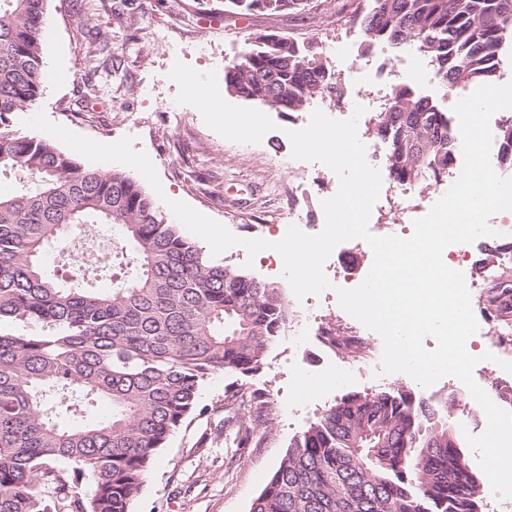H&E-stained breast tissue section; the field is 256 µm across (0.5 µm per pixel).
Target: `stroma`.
Instances as JSON below:
<instances>
[{
    "instance_id": "35a3bbf8",
    "label": "stroma",
    "mask_w": 512,
    "mask_h": 512,
    "mask_svg": "<svg viewBox=\"0 0 512 512\" xmlns=\"http://www.w3.org/2000/svg\"><path fill=\"white\" fill-rule=\"evenodd\" d=\"M116 3L102 0L89 21L80 10V0H52L45 59L56 79L45 86L35 112L100 143L133 137L135 149L147 153L154 163L167 198L189 204L237 237L269 241V249L255 258H248L240 246L227 249L221 257L226 266L281 288L292 317L303 303L284 278L280 255L271 245L288 230L289 208L300 210L305 226L324 223L322 202L337 193L338 177L323 164L293 159L287 133L300 129L302 113H272L276 128L257 144L220 136L195 107L176 103L178 87L168 77L174 62L220 76L245 39L277 31L321 41L327 66L353 92L375 85L389 91L405 84L432 97L448 112L466 95L465 90H446L429 80L431 67L417 54L388 65L385 52L379 51L369 72H362L361 31L341 29L319 0L302 15H235L225 12L224 0H127L121 25L112 15ZM91 26L107 32L115 64L112 73L97 75L102 92L95 99L84 95L88 79L84 34ZM298 168L304 170V177L295 176ZM439 192L435 183L418 187L415 195L404 200L402 210L382 212L373 221L375 234H398L421 218V206ZM235 379V374L224 372L207 380L199 412L160 450L133 512H248L290 440L342 397L371 394L381 387L405 389L420 398L431 395L402 372L389 374L381 387L371 373L348 376L316 338L294 346L280 336L270 347L262 371L248 379L266 394L272 424L260 445L240 449L234 458L224 446V389Z\"/></svg>"
}]
</instances>
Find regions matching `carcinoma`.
<instances>
[{
	"label": "carcinoma",
	"mask_w": 512,
	"mask_h": 512,
	"mask_svg": "<svg viewBox=\"0 0 512 512\" xmlns=\"http://www.w3.org/2000/svg\"><path fill=\"white\" fill-rule=\"evenodd\" d=\"M51 0H0V174L30 188L0 195V512H131L159 450L198 409L213 375L248 376L288 321L280 288L228 268L167 221L123 171L82 164L16 116L41 96ZM312 0H224V11L299 13ZM361 53L409 49L452 89L496 75L512 48V0H358ZM320 42L249 38L224 69L225 90L270 110L301 112L332 91ZM398 185L448 174L456 134L429 96L397 85L371 118ZM512 166V122L495 133ZM117 224L129 251L110 292L59 278L45 247L89 223ZM108 419L88 420L99 401ZM454 395L433 404L396 389L347 395L288 444L249 512H479L452 421ZM263 394L224 390V446L261 441ZM65 412L61 425L53 417ZM67 464L85 479L79 491Z\"/></svg>",
	"instance_id": "cac0c4a2"
}]
</instances>
